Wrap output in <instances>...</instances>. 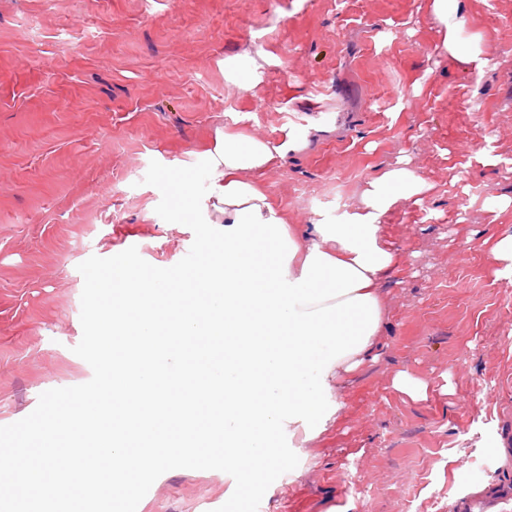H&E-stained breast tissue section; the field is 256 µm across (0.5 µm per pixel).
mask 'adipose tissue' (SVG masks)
<instances>
[{
  "label": "adipose tissue",
  "instance_id": "adipose-tissue-1",
  "mask_svg": "<svg viewBox=\"0 0 512 512\" xmlns=\"http://www.w3.org/2000/svg\"><path fill=\"white\" fill-rule=\"evenodd\" d=\"M458 9L459 0H431L445 51L478 74L481 54L459 49ZM275 153L264 141L216 132L207 156L221 243L218 252L200 256L205 293L196 308L184 307V293L160 292L145 280L126 283L143 344H152L164 321L184 336H230L223 358L208 365L204 380L224 391L218 434L224 471L238 478L284 467L279 439L296 427L306 438L318 436L341 408L336 382L375 358L384 321L380 286L398 264L383 242L379 219L400 199L429 188L406 168L384 171L365 188L358 211L307 233L286 224L263 191L237 177L265 167ZM140 431L137 425L125 428L113 445L115 491H133L130 475H164L193 453L167 442L130 451L128 442Z\"/></svg>",
  "mask_w": 512,
  "mask_h": 512
}]
</instances>
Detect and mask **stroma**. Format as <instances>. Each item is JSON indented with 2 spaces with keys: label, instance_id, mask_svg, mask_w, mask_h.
<instances>
[{
  "label": "stroma",
  "instance_id": "obj_1",
  "mask_svg": "<svg viewBox=\"0 0 512 512\" xmlns=\"http://www.w3.org/2000/svg\"><path fill=\"white\" fill-rule=\"evenodd\" d=\"M429 0H0V426L81 385L78 270L137 247L167 268L194 234L155 211L150 161L205 160L215 129L284 156L239 177L292 224H332L405 167L430 190L380 222L378 356L248 512H465L476 490L512 512V281L481 248L512 231V0H462L442 49ZM409 371L427 399L395 391ZM211 465H201V458ZM211 443L157 479L137 512H239ZM460 0H432L431 15L443 29V47L448 55L464 66L465 71L480 74L484 61L481 53H461L460 30L461 20L458 19Z\"/></svg>",
  "mask_w": 512,
  "mask_h": 512
}]
</instances>
